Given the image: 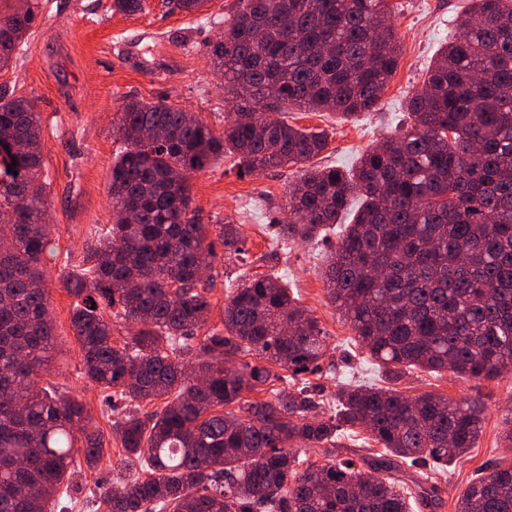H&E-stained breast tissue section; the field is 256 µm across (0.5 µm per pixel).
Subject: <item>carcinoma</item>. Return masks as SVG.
<instances>
[{
  "mask_svg": "<svg viewBox=\"0 0 512 512\" xmlns=\"http://www.w3.org/2000/svg\"><path fill=\"white\" fill-rule=\"evenodd\" d=\"M144 2L112 0V9L133 16ZM208 2L168 0L187 14ZM241 2L211 53L240 111L218 137L171 104L127 102L112 224L93 266L62 281L76 299L86 379L110 399H164L112 423L138 473L112 489L107 512H409L402 467L427 479L462 459L481 432V400L349 384L329 416L313 414L315 387L280 383L321 369L326 336L275 273L247 278L223 328L191 343L211 306L200 261L217 253L189 179L226 153L247 173L308 164L291 191L294 235L310 238L354 195L364 200L325 269L328 299L361 349L396 379L407 368L512 374V0H471L458 37L407 100L410 123L348 171L310 164L325 133L268 113L372 111L400 52L390 0ZM38 16L33 0L0 16V69ZM40 121L31 100L0 96V512H48L74 457L91 466L106 445L85 429L82 401L42 385L55 328ZM218 237L225 252L245 254L236 225ZM98 296L136 328L121 345ZM358 427L382 455L362 468L349 458L301 467L293 444H332ZM456 512H512V465L472 483Z\"/></svg>",
  "mask_w": 512,
  "mask_h": 512,
  "instance_id": "1",
  "label": "carcinoma"
}]
</instances>
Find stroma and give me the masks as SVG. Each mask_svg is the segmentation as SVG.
<instances>
[{"instance_id":"stroma-1","label":"stroma","mask_w":512,"mask_h":512,"mask_svg":"<svg viewBox=\"0 0 512 512\" xmlns=\"http://www.w3.org/2000/svg\"><path fill=\"white\" fill-rule=\"evenodd\" d=\"M112 0H39L40 15L22 49L0 69V93L34 100L41 115L42 178L48 185L51 249L43 258L50 314L55 322L50 381L85 403L90 429L108 440L95 469L77 459L69 479L68 512H100L101 496L127 478L112 438V424L125 407L110 409L104 391L81 373L80 348L70 322L75 299L61 287L68 271L90 267L100 231L112 222L109 174L121 142L116 133L129 100L164 101L192 112L215 132L238 110L224 93V77L209 60V46L219 39L240 0H209L202 13L170 11L164 0H146L143 13L112 11ZM398 31L397 69L373 111L349 120L329 112L293 108L289 124L328 134V146L314 163L353 167L384 137L407 122L406 101L421 88L439 50L458 33V17L469 0H391ZM301 174L289 164L265 172L238 169L231 155L219 158L191 180L193 206L203 224H236L248 253L246 265L219 254L209 273L214 286L211 310L198 336L221 325L232 292L255 273L276 272L298 305L316 318L327 337L322 370L309 375L322 412L336 406L348 384L380 386L385 379L377 362L358 345L355 334L326 294L321 272L338 232L312 241L288 235L289 191ZM395 389L408 395L433 392L454 400L480 395L484 402L481 433L474 448L456 465L434 472L436 492L414 512H455L457 498L477 477L496 464H512V375L494 380L463 379L450 372L407 370ZM378 446L363 429L340 436L336 445L301 451V458L325 464L339 454L367 458Z\"/></svg>"}]
</instances>
